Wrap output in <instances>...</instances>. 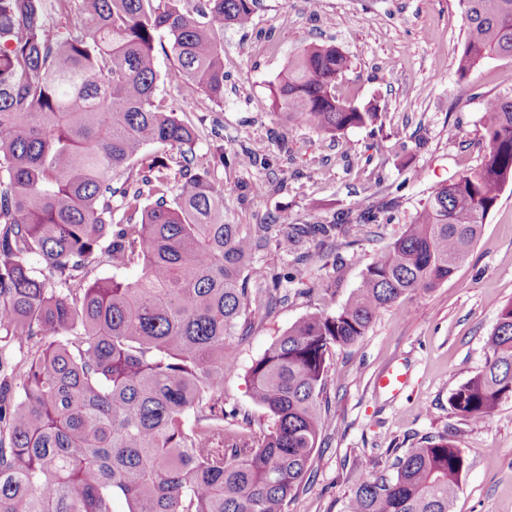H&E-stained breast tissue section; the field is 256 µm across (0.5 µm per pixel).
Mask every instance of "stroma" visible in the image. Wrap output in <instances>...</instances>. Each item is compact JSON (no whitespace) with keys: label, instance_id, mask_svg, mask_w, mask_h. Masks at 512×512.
Instances as JSON below:
<instances>
[{"label":"stroma","instance_id":"obj_1","mask_svg":"<svg viewBox=\"0 0 512 512\" xmlns=\"http://www.w3.org/2000/svg\"><path fill=\"white\" fill-rule=\"evenodd\" d=\"M465 21L456 0H259L249 27L224 30V101L168 84L174 65L155 48V102L197 135L194 158L226 188L225 218L261 224L284 215L292 224H331L382 209L361 226L301 261L268 248L259 266L291 273L287 301L272 313L254 308V326L224 380V400L260 428L247 370L272 341L306 313L339 310L367 267L410 224L438 187L473 171L484 153L485 101L512 89V59L488 60L459 78ZM312 44H333L349 58L337 95L375 106L382 128H350L336 137L308 126H277L272 90L289 58ZM248 144L270 155L267 168L244 169L233 153ZM512 303V183L486 219L467 262L447 282L405 298L376 317L364 338L330 356L321 444L314 481L287 512H342L346 496L374 466L391 462L420 438L459 429L468 462L454 512H512V399L489 423L453 414L449 397L489 357L487 338ZM391 366L408 375L396 394L375 388Z\"/></svg>","mask_w":512,"mask_h":512}]
</instances>
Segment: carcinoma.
<instances>
[{
    "mask_svg": "<svg viewBox=\"0 0 512 512\" xmlns=\"http://www.w3.org/2000/svg\"><path fill=\"white\" fill-rule=\"evenodd\" d=\"M256 4L0 0V512H112L116 495L128 512H286L313 478L331 350L452 278L512 183L504 91L486 101L477 168L427 198L340 310L307 313L253 361L249 392L270 425L258 436L235 428L224 378L249 306L273 308L293 279L255 267L257 255L349 231L226 222L224 192L194 164L193 131L154 104L163 37L176 60L166 80L224 102V28L249 26ZM457 6L460 77L512 58V0ZM348 67L334 45L303 49L277 86L280 122L331 136L377 125L381 113L336 95ZM236 158L270 166L247 146ZM142 197L150 203L130 205ZM103 262L141 274L85 281ZM488 346L449 398L483 424L512 398V304ZM466 469L458 431L426 437L361 478L343 512H453Z\"/></svg>",
    "mask_w": 512,
    "mask_h": 512,
    "instance_id": "obj_1",
    "label": "carcinoma"
}]
</instances>
